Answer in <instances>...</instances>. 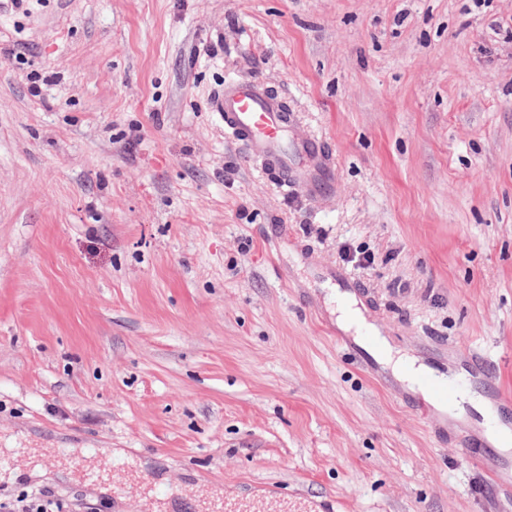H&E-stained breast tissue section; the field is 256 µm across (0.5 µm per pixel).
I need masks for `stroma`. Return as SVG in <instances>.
<instances>
[{
	"instance_id": "stroma-1",
	"label": "stroma",
	"mask_w": 512,
	"mask_h": 512,
	"mask_svg": "<svg viewBox=\"0 0 512 512\" xmlns=\"http://www.w3.org/2000/svg\"><path fill=\"white\" fill-rule=\"evenodd\" d=\"M230 78L328 196L247 159ZM340 270L395 349L512 396V0H0V502L512 512V450L341 330ZM214 111L224 121V129L281 187L304 179L310 197L322 198L331 191L335 168L326 162L321 144L305 135H289L295 118L284 100L264 84L225 82L214 97Z\"/></svg>"
}]
</instances>
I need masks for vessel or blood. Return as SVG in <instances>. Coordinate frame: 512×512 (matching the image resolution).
<instances>
[{
	"label": "vessel or blood",
	"mask_w": 512,
	"mask_h": 512,
	"mask_svg": "<svg viewBox=\"0 0 512 512\" xmlns=\"http://www.w3.org/2000/svg\"><path fill=\"white\" fill-rule=\"evenodd\" d=\"M214 110L225 130L280 185L305 180L308 194L314 198L331 191L335 168L327 163L321 144L295 133L293 114L264 84L253 80L225 83L214 97Z\"/></svg>",
	"instance_id": "b4317fda"
}]
</instances>
